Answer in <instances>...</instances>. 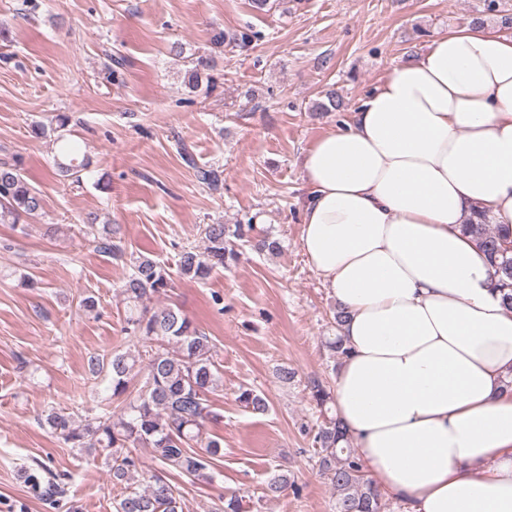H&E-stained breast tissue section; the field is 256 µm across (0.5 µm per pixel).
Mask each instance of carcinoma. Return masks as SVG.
Returning <instances> with one entry per match:
<instances>
[{
    "label": "carcinoma",
    "instance_id": "1",
    "mask_svg": "<svg viewBox=\"0 0 512 512\" xmlns=\"http://www.w3.org/2000/svg\"><path fill=\"white\" fill-rule=\"evenodd\" d=\"M343 96L329 89L324 99L313 102L320 112L338 110ZM69 118L59 115L56 125L37 124L31 133L35 138L54 137L58 144L55 155L56 174L78 183L81 172L91 166L88 155L67 138ZM200 183L212 190L220 188L221 173L209 168L197 169ZM43 209V199L33 187L19 162H0V223L14 224L23 215L35 216ZM97 217L87 224L95 242L104 252L116 253L112 225L96 227ZM252 226L242 224L229 229L224 224H207L204 228V251L184 249L179 254L178 273L188 280H203L218 267L237 259L228 248L226 236L245 237ZM479 248L488 254L496 268L495 288L502 292L504 304L512 309V234L502 225L483 221L463 225ZM172 287L170 274L154 259L138 256L124 279L122 293L130 304L125 331L141 342L142 353L112 356L92 355L88 366L95 374L109 378L112 397L129 398L122 411L112 410L108 401L97 407V413L77 419L73 412H54L46 418L51 433L63 443L79 450L100 448L111 462L112 484H124L140 468L135 448H151L163 470L176 471L195 479H212L215 461L221 457V443L206 436L205 422L211 415L207 394L217 385L214 372L213 345L204 332L182 312L171 308L154 310L149 301ZM147 359V374L138 387H133L132 371L136 358ZM135 391H130V388ZM238 400L255 413L267 410L265 398L252 389H243ZM315 442L319 446V468L336 490V512H381V494L373 480L364 474L360 459L348 446L342 424L328 418L319 428ZM28 486L52 498L65 490L54 481L50 470L39 464L21 469ZM116 512H183L179 491L164 475L151 474L143 490L122 492L115 501Z\"/></svg>",
    "mask_w": 512,
    "mask_h": 512
}]
</instances>
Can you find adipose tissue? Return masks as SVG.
<instances>
[{
    "instance_id": "ef3b65f1",
    "label": "adipose tissue",
    "mask_w": 512,
    "mask_h": 512,
    "mask_svg": "<svg viewBox=\"0 0 512 512\" xmlns=\"http://www.w3.org/2000/svg\"><path fill=\"white\" fill-rule=\"evenodd\" d=\"M301 245L346 319L336 416L411 512H512V311L462 226L512 224V37L392 67L304 152Z\"/></svg>"
}]
</instances>
